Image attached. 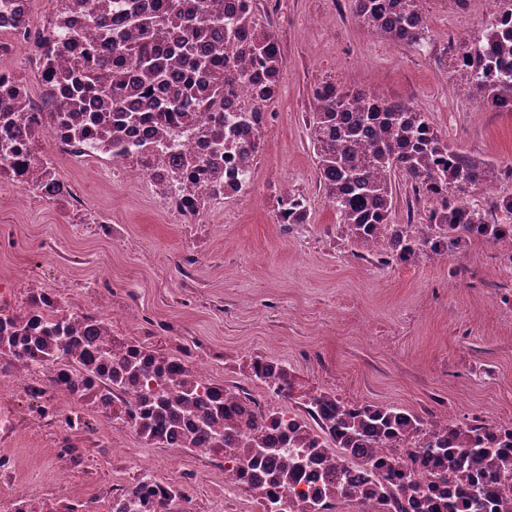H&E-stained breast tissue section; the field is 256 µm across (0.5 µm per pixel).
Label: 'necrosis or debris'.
Listing matches in <instances>:
<instances>
[{
  "label": "necrosis or debris",
  "instance_id": "necrosis-or-debris-1",
  "mask_svg": "<svg viewBox=\"0 0 512 512\" xmlns=\"http://www.w3.org/2000/svg\"><path fill=\"white\" fill-rule=\"evenodd\" d=\"M113 14V0H53L36 15L35 0H0V185L16 207L55 205L65 223L89 226L94 237L123 242L125 227L91 205L63 168L93 169L103 182L120 179L148 195L190 234L178 263L195 270L225 200L243 197L238 149L213 152L216 112L163 126L150 112L167 99L139 100V121L116 130L110 112H73L71 83L91 64L102 38L92 19ZM225 103L259 100L268 81L225 86L216 67L199 77ZM374 251L409 265L420 257L466 251L449 246L428 225L413 224L412 252ZM24 396L38 417L54 424V446L67 483L74 438L103 443L106 435L214 460L224 486V512H512V421L472 414L455 422L447 412L402 408L391 425L377 424L386 405L333 386H305L284 359L266 351L239 352L204 343L139 309L129 290L109 276L91 286L58 268L52 283L31 272L0 275V443L27 431L11 400ZM361 416L371 435L350 437L336 420ZM97 496L105 512H187L184 483L126 459ZM0 512H88L71 493L37 496L15 483L0 463Z\"/></svg>",
  "mask_w": 512,
  "mask_h": 512
}]
</instances>
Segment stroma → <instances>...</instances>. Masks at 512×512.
Returning <instances> with one entry per match:
<instances>
[{
    "label": "stroma",
    "mask_w": 512,
    "mask_h": 512,
    "mask_svg": "<svg viewBox=\"0 0 512 512\" xmlns=\"http://www.w3.org/2000/svg\"><path fill=\"white\" fill-rule=\"evenodd\" d=\"M275 2L286 67L261 134L255 187L225 200L211 217L208 257L192 287H184L177 261L182 225L167 223L149 199L88 173L76 181L125 225L127 241L109 244L80 233L49 203L16 209L11 190L0 187V225L13 232L12 244L0 247V273L36 267L52 280L39 252L49 242L74 278L110 276L115 286L135 291L141 309L228 351L273 347L300 373L373 402L440 405L460 418L472 412L512 418V309L501 304L512 297L505 246L478 241L448 260L424 257L411 266L359 256L337 233L339 217L319 188L305 127L311 85L331 79L347 90L412 103L467 155L512 167V112L467 98L448 49L489 28L492 12L456 0L443 11L437 0H424L423 40L401 45L359 26L350 0ZM283 185L311 204L304 230L294 235L276 221L275 191ZM505 197H512V177L501 176L470 190L465 201L512 225V214L494 208ZM16 415L28 424L27 436L0 445L16 482L38 494L66 489L86 498L91 512H103L97 489L111 482L114 463L137 453L136 444L114 438L109 448L85 449L84 468L62 487L51 426L32 420L22 400ZM148 462L175 481L197 471L188 512H224L222 488L194 457L173 468L154 449Z\"/></svg>",
    "instance_id": "stroma-1"
}]
</instances>
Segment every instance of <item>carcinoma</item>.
Here are the masks:
<instances>
[{"label": "carcinoma", "mask_w": 512, "mask_h": 512, "mask_svg": "<svg viewBox=\"0 0 512 512\" xmlns=\"http://www.w3.org/2000/svg\"><path fill=\"white\" fill-rule=\"evenodd\" d=\"M121 20L107 22L93 17L105 31L112 59L97 57V65L112 67L110 81L99 80L90 68L75 81L74 112H84L88 98L107 99L116 116L128 120L125 103L158 87L174 90L159 110L157 121L172 125L189 111L196 94L197 72L221 63L224 84L245 80L249 73L234 64L227 52L247 57L272 77L285 67L275 22H263L256 5L243 4L233 15L224 14V0H117ZM195 16L192 27L182 31V13ZM353 15L366 30L397 44H417L427 29L423 0H353ZM175 42L186 63L185 78L172 87L168 64L159 54L163 42ZM476 58L475 68L465 61ZM454 71L467 97L483 107L506 112L512 106V29L497 25L458 45ZM270 100L224 112V126L216 141L228 145L248 133L267 110ZM307 125L324 198L339 215L345 231L362 249L367 237L390 223L393 208L392 179L400 175L410 185L414 200L431 206L421 220L444 224V232L460 240L477 225L489 223L488 215L468 207L464 195L496 176L492 166L468 157L448 143L429 122L427 114L410 103L388 101L376 94L346 91L332 80L317 84L311 93ZM278 218L304 224L308 205L301 195L277 199Z\"/></svg>", "instance_id": "cac0c4a2"}]
</instances>
